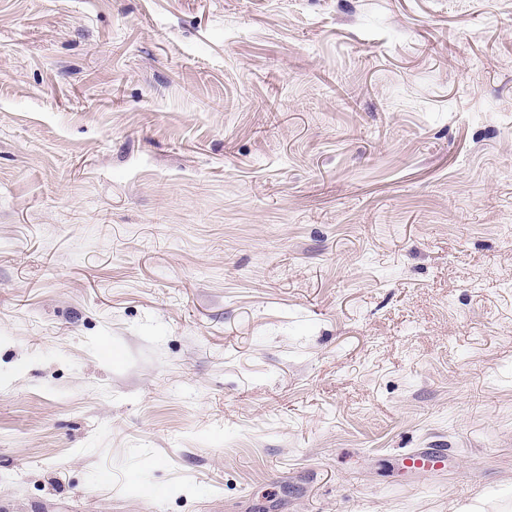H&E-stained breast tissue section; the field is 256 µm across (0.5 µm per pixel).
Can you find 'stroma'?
<instances>
[{
	"mask_svg": "<svg viewBox=\"0 0 512 512\" xmlns=\"http://www.w3.org/2000/svg\"><path fill=\"white\" fill-rule=\"evenodd\" d=\"M0 512H512V0H0ZM446 459H448V455L444 448H418L406 458V461L410 462L411 467L421 469L429 467L431 464L433 467L435 464L443 463Z\"/></svg>",
	"mask_w": 512,
	"mask_h": 512,
	"instance_id": "stroma-1",
	"label": "stroma"
}]
</instances>
